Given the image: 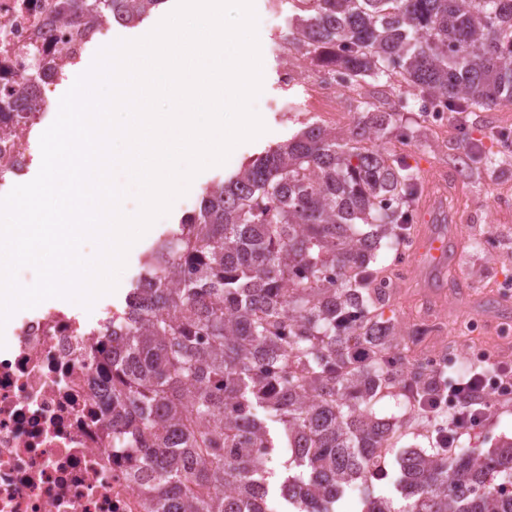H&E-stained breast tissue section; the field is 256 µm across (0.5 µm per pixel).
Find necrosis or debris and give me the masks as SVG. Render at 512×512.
<instances>
[{
	"label": "necrosis or debris",
	"mask_w": 512,
	"mask_h": 512,
	"mask_svg": "<svg viewBox=\"0 0 512 512\" xmlns=\"http://www.w3.org/2000/svg\"><path fill=\"white\" fill-rule=\"evenodd\" d=\"M56 2L0 0V193L33 161L31 107L114 24L62 16ZM100 349L59 308L13 319L0 349V512H141L140 461L110 447L112 362Z\"/></svg>",
	"instance_id": "1"
}]
</instances>
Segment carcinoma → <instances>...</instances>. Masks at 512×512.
Wrapping results in <instances>:
<instances>
[{"instance_id":"1","label":"carcinoma","mask_w":512,"mask_h":512,"mask_svg":"<svg viewBox=\"0 0 512 512\" xmlns=\"http://www.w3.org/2000/svg\"><path fill=\"white\" fill-rule=\"evenodd\" d=\"M167 0H59L135 26ZM288 45L336 64L343 81L394 73L449 111L512 102V0H288ZM341 132L316 123L206 188L162 234L106 318L112 337V451L139 458L142 512H339L355 475L395 456L406 504L362 493L358 512H512V441L496 448H396L374 412L398 380L410 417L428 418L434 373L406 380L403 330L383 319L377 266L413 223L421 189L380 144L398 113L356 106ZM372 146H367V143ZM500 166L471 144L461 170ZM371 231L364 232L361 226ZM281 460L280 467L267 462Z\"/></svg>"}]
</instances>
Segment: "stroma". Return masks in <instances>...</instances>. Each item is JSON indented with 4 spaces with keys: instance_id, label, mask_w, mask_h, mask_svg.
<instances>
[{
    "instance_id": "35a3bbf8",
    "label": "stroma",
    "mask_w": 512,
    "mask_h": 512,
    "mask_svg": "<svg viewBox=\"0 0 512 512\" xmlns=\"http://www.w3.org/2000/svg\"><path fill=\"white\" fill-rule=\"evenodd\" d=\"M254 8L264 71L262 92L253 107L266 126L265 133L238 145L225 164L199 173L193 190L177 198L169 214L157 220L129 250L115 292L101 296L89 310L71 304L74 314L99 318L108 306L122 311L125 297L138 278L144 253L167 228L178 223L189 203L199 200L206 187L227 178L249 157L285 142L305 123L336 129L351 126L356 112L355 98L323 106L318 103L311 83L283 81V71L292 61L284 39L291 7L284 0H254ZM360 92L380 111L401 113L404 125L420 132L419 139L406 142L394 138L384 144L387 151L406 157L422 182L421 192L414 202L413 235L426 236L438 225V214L427 199L438 193L439 182L454 185L456 193L450 196L449 202L452 208L463 211L461 220L456 223L458 244L451 251L450 261L446 266L426 270L424 275L398 280L385 309L386 315L405 327L422 314L452 324L475 315L483 316L482 334L477 337V344L486 351L490 364H512V335H503L500 330L501 325H512V300L506 299L500 283L502 276L512 275V248L502 244L505 237L512 235V104L463 117L450 114L447 129L438 131L421 115L413 95L400 94L397 81L371 79L362 85ZM469 142L510 162V169L502 175L483 170L471 177L464 176L457 169L456 160L462 146ZM489 232L500 242L499 257L494 261L470 248L471 241ZM470 266L481 268V276L462 280L459 287H449V277L459 276L462 269ZM484 426L485 431L479 436L468 430L461 431L457 447L494 448L512 439V406L489 413Z\"/></svg>"
}]
</instances>
